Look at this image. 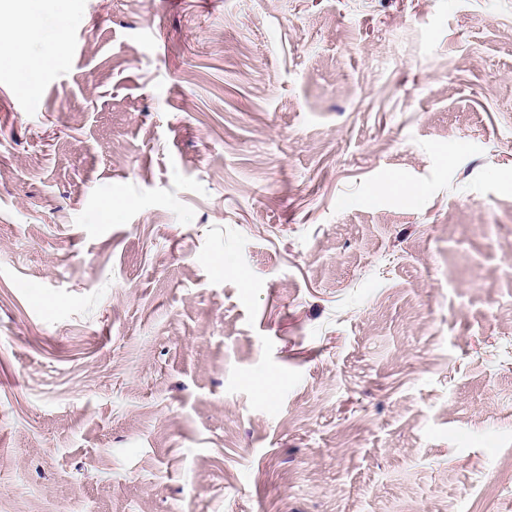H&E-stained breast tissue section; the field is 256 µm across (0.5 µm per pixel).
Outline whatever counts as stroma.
<instances>
[{
  "mask_svg": "<svg viewBox=\"0 0 512 512\" xmlns=\"http://www.w3.org/2000/svg\"><path fill=\"white\" fill-rule=\"evenodd\" d=\"M67 9L0 70V512H512V0Z\"/></svg>",
  "mask_w": 512,
  "mask_h": 512,
  "instance_id": "obj_1",
  "label": "stroma"
}]
</instances>
